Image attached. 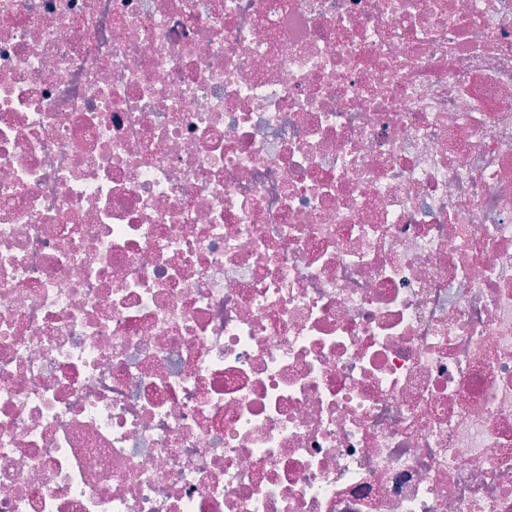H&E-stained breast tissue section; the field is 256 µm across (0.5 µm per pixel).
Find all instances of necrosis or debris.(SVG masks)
<instances>
[{"label": "necrosis or debris", "mask_w": 512, "mask_h": 512, "mask_svg": "<svg viewBox=\"0 0 512 512\" xmlns=\"http://www.w3.org/2000/svg\"><path fill=\"white\" fill-rule=\"evenodd\" d=\"M0 512H512V0H0Z\"/></svg>", "instance_id": "obj_1"}]
</instances>
